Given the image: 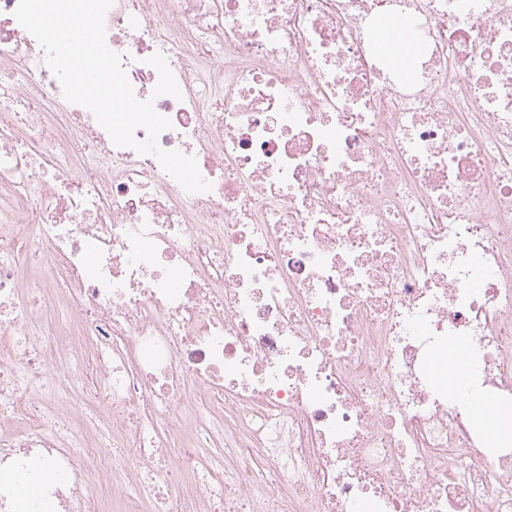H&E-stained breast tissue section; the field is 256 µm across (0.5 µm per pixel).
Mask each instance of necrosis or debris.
<instances>
[{
	"label": "necrosis or debris",
	"mask_w": 512,
	"mask_h": 512,
	"mask_svg": "<svg viewBox=\"0 0 512 512\" xmlns=\"http://www.w3.org/2000/svg\"><path fill=\"white\" fill-rule=\"evenodd\" d=\"M18 4L0 512H512V440L486 454L471 418L512 406V0H114L106 42L195 194L65 101ZM406 16L409 76L378 46ZM158 52L180 97L152 94ZM451 339L474 352L464 399L434 371ZM93 398L109 415L73 419Z\"/></svg>",
	"instance_id": "obj_1"
}]
</instances>
